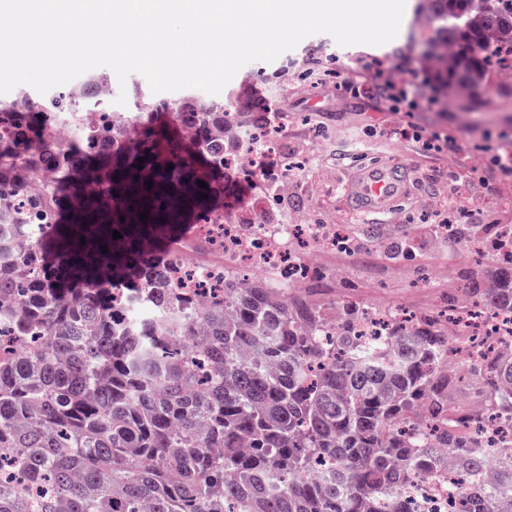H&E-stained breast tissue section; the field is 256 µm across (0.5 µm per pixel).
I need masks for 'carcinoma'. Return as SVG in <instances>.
Segmentation results:
<instances>
[{
    "label": "carcinoma",
    "mask_w": 512,
    "mask_h": 512,
    "mask_svg": "<svg viewBox=\"0 0 512 512\" xmlns=\"http://www.w3.org/2000/svg\"><path fill=\"white\" fill-rule=\"evenodd\" d=\"M416 16L462 94L494 52L512 56V0H419ZM88 96L0 108V202L41 183L3 242L22 257L0 256V512H405L399 487L440 470L439 449L481 470L473 425L512 413V354L470 366L488 389L476 410L437 366L440 315L349 346L360 309L344 303L320 343L323 310L300 294L229 272L201 307L174 287L193 225L235 203L224 130L244 148L262 128L242 94H141L126 132L76 122ZM464 294L512 313V258ZM503 447L496 485L461 491L458 512H512V438Z\"/></svg>",
    "instance_id": "obj_1"
}]
</instances>
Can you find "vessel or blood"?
Returning a JSON list of instances; mask_svg holds the SVG:
<instances>
[{"label":"vessel or blood","instance_id":"vessel-or-blood-1","mask_svg":"<svg viewBox=\"0 0 512 512\" xmlns=\"http://www.w3.org/2000/svg\"><path fill=\"white\" fill-rule=\"evenodd\" d=\"M409 192L408 172L402 168L360 160L346 186L345 197L357 210L367 213L392 211Z\"/></svg>","mask_w":512,"mask_h":512}]
</instances>
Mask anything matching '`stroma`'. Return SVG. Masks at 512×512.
<instances>
[{
    "mask_svg": "<svg viewBox=\"0 0 512 512\" xmlns=\"http://www.w3.org/2000/svg\"><path fill=\"white\" fill-rule=\"evenodd\" d=\"M416 0H406L398 36L380 45L340 46L325 33L308 36L271 63L253 62L230 81L249 82L276 104L289 157L298 159L301 185L277 217L304 212L320 224L345 225L351 250L320 252L319 278L303 287L323 306L349 303L382 310L437 312L470 280L495 276V259L476 260L438 228L439 203L453 201L451 221L483 235L488 224L512 225V81L488 75L461 97L445 73L423 54L429 26L413 22ZM425 68L424 104L409 109L380 94L378 69L404 62ZM411 166L412 197L395 217L363 215L345 207L343 186L360 158ZM412 240L411 255L388 252Z\"/></svg>",
    "mask_w": 512,
    "mask_h": 512,
    "instance_id": "stroma-1",
    "label": "stroma"
}]
</instances>
